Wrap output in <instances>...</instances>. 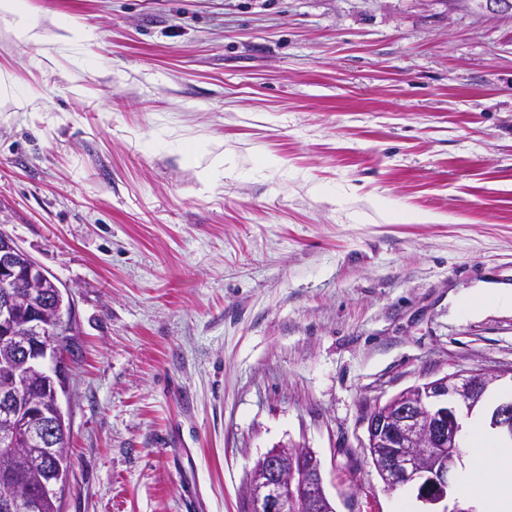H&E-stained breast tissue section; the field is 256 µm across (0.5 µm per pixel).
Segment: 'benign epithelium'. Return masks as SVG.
I'll return each instance as SVG.
<instances>
[{"instance_id": "1", "label": "benign epithelium", "mask_w": 512, "mask_h": 512, "mask_svg": "<svg viewBox=\"0 0 512 512\" xmlns=\"http://www.w3.org/2000/svg\"><path fill=\"white\" fill-rule=\"evenodd\" d=\"M19 252L11 238H0V341L17 344L28 358L60 367L49 369L46 384L25 405L27 418L39 427L40 445L53 451L59 447L57 414L62 412L60 394L66 393L67 380L60 345L73 333L72 314H64L67 292L58 287L42 293L31 301L26 334L17 335V288L50 279L32 259L17 268ZM503 376L502 371L445 375L376 405L367 417L363 447L385 487L415 484L419 498L443 504L442 512H471L461 508L450 491L451 473L460 458V411L479 406L485 392ZM488 426L512 440V401L501 402L491 412ZM243 512H335L315 454L305 448H276L265 454L249 473Z\"/></svg>"}]
</instances>
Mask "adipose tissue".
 I'll list each match as a JSON object with an SVG mask.
<instances>
[{
  "label": "adipose tissue",
  "mask_w": 512,
  "mask_h": 512,
  "mask_svg": "<svg viewBox=\"0 0 512 512\" xmlns=\"http://www.w3.org/2000/svg\"><path fill=\"white\" fill-rule=\"evenodd\" d=\"M458 481L478 512H512V448L502 445L483 421H467Z\"/></svg>",
  "instance_id": "1"
}]
</instances>
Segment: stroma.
Returning a JSON list of instances; mask_svg holds the SVG:
<instances>
[{
	"label": "stroma",
	"mask_w": 512,
	"mask_h": 512,
	"mask_svg": "<svg viewBox=\"0 0 512 512\" xmlns=\"http://www.w3.org/2000/svg\"><path fill=\"white\" fill-rule=\"evenodd\" d=\"M0 233L67 290L62 512H241L281 445L427 512L375 405L512 368V21L449 0H25Z\"/></svg>",
	"instance_id": "1"
}]
</instances>
